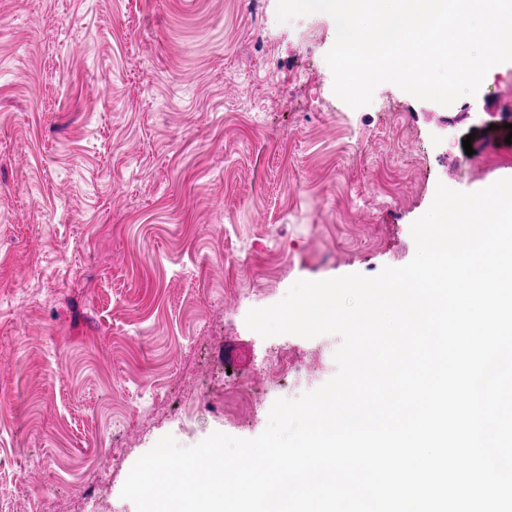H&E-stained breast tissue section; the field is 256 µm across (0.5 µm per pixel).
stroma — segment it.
Listing matches in <instances>:
<instances>
[{
	"mask_svg": "<svg viewBox=\"0 0 512 512\" xmlns=\"http://www.w3.org/2000/svg\"><path fill=\"white\" fill-rule=\"evenodd\" d=\"M260 8L272 54L240 0H0V512H136L122 487L163 436H258L341 339L247 313L404 266L437 185L512 178V62L447 107L384 83L354 109L333 19Z\"/></svg>",
	"mask_w": 512,
	"mask_h": 512,
	"instance_id": "obj_1",
	"label": "stroma"
}]
</instances>
